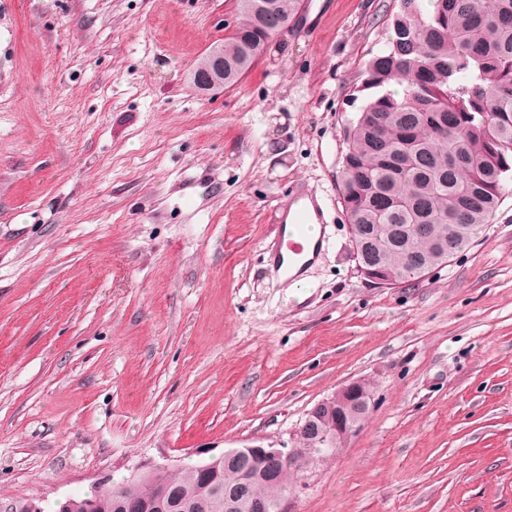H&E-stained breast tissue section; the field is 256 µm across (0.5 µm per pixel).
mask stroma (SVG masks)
<instances>
[{
  "mask_svg": "<svg viewBox=\"0 0 512 512\" xmlns=\"http://www.w3.org/2000/svg\"><path fill=\"white\" fill-rule=\"evenodd\" d=\"M397 9L302 0L202 96L237 0H0V498L288 448L361 378L375 406L295 512H512V192L399 288L360 275L339 202ZM302 193L325 242L294 288L268 252Z\"/></svg>",
  "mask_w": 512,
  "mask_h": 512,
  "instance_id": "obj_1",
  "label": "stroma"
}]
</instances>
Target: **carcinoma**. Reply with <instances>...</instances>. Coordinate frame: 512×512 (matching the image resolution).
<instances>
[{
  "label": "carcinoma",
  "instance_id": "cac0c4a2",
  "mask_svg": "<svg viewBox=\"0 0 512 512\" xmlns=\"http://www.w3.org/2000/svg\"><path fill=\"white\" fill-rule=\"evenodd\" d=\"M301 0H238L240 21L224 48V86L262 58L273 31L293 21ZM357 91L369 98L346 129L340 203L370 229L380 263L405 284L424 280L419 260L438 264L475 239L512 184V0H399L386 50L370 58ZM402 92L389 89L392 82ZM415 224L427 229L418 234ZM332 448L304 442L297 464L283 461L263 482L237 467L188 464L150 484L102 489L95 512L124 498L207 504L224 512V493L243 490L273 504Z\"/></svg>",
  "mask_w": 512,
  "mask_h": 512
}]
</instances>
